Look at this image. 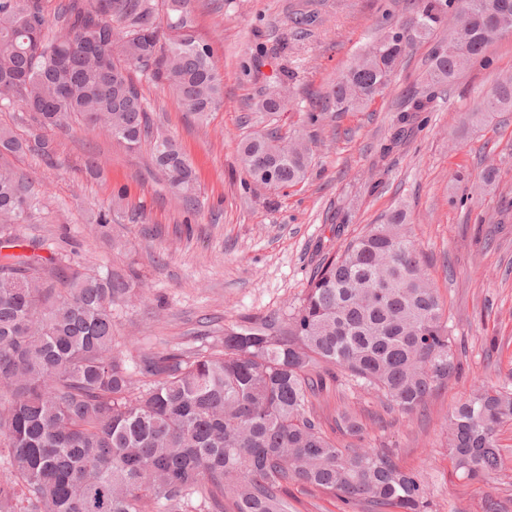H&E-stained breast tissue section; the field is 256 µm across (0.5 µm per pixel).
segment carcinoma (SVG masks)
Returning <instances> with one entry per match:
<instances>
[{"label": "carcinoma", "mask_w": 512, "mask_h": 512, "mask_svg": "<svg viewBox=\"0 0 512 512\" xmlns=\"http://www.w3.org/2000/svg\"><path fill=\"white\" fill-rule=\"evenodd\" d=\"M166 26L157 23L159 11ZM432 52L413 111L451 86L489 45L512 32V0H417L338 75L320 111L364 107L390 86L417 42ZM145 74L206 123L224 100L223 75L196 34L193 0H67L49 23L44 0H0V107L43 129L73 120L134 150L150 141L155 165L191 202L195 174L181 147L152 130L136 79ZM274 115L270 90L255 103ZM512 112V73L498 77L470 118ZM51 154L50 140L0 129V154ZM240 162L257 184L303 182L311 150L298 136L256 132ZM25 185L0 171V249L41 248L19 236L31 221ZM403 210L327 253L300 303L246 318L204 346L117 350L112 307L132 296L133 272L61 266L36 253L0 264V512H291L293 487L337 494L365 512H432L426 485L394 451L363 443L356 412L328 434L316 409L327 382L372 391L412 417L459 370L444 303ZM387 288H375L378 281ZM512 423V386L481 384L445 423L453 473L487 483L512 471L498 444Z\"/></svg>", "instance_id": "1"}]
</instances>
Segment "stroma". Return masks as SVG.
Wrapping results in <instances>:
<instances>
[{"label": "stroma", "mask_w": 512, "mask_h": 512, "mask_svg": "<svg viewBox=\"0 0 512 512\" xmlns=\"http://www.w3.org/2000/svg\"><path fill=\"white\" fill-rule=\"evenodd\" d=\"M196 31L224 74V104L198 124L162 85L142 78L155 127L192 164L196 201L185 205L151 160L149 144L127 150L79 124L49 132L53 152L0 155V169L28 181L34 203L26 240L42 256L100 270H135L142 300L112 311L126 358L164 346L200 345L253 316L284 314L303 297L322 257L368 225L405 208L412 236L463 345L461 371L431 400L426 417L383 413L367 391L336 385L319 407L325 429L355 409L365 441L393 449L422 475L433 512H482L485 495L512 498V476L483 486L452 478L443 425L475 384L512 379V112L468 114L512 72V35L462 71L427 111L421 90L434 40L417 43L384 95L357 112L309 115L333 79L387 25L406 20L410 0H194ZM288 106L277 116L252 104L280 82ZM275 128L305 138V183L271 191L252 182L238 147ZM101 173L89 175L87 156ZM498 170L492 185L487 168ZM121 205H114L116 194ZM110 212L100 226L98 212Z\"/></svg>", "instance_id": "stroma-1"}]
</instances>
